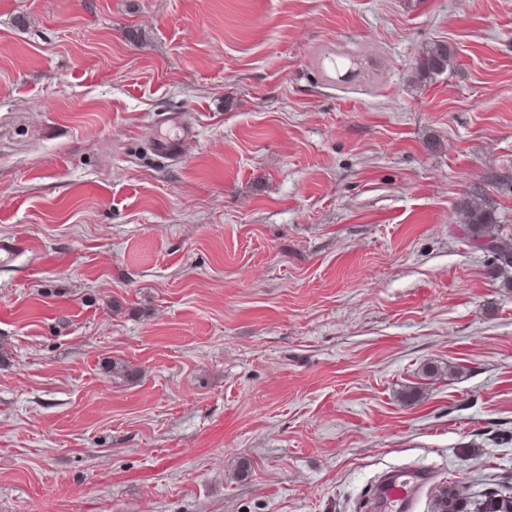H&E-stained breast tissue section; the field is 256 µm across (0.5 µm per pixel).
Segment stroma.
Masks as SVG:
<instances>
[{"label":"stroma","mask_w":512,"mask_h":512,"mask_svg":"<svg viewBox=\"0 0 512 512\" xmlns=\"http://www.w3.org/2000/svg\"><path fill=\"white\" fill-rule=\"evenodd\" d=\"M475 189L512 243V0H0V512L512 496ZM448 45L445 43H433L420 59L418 69L425 75L439 74L447 70L449 59ZM427 478L423 470L394 469L375 485L374 495L389 512H409L417 488Z\"/></svg>","instance_id":"obj_1"}]
</instances>
